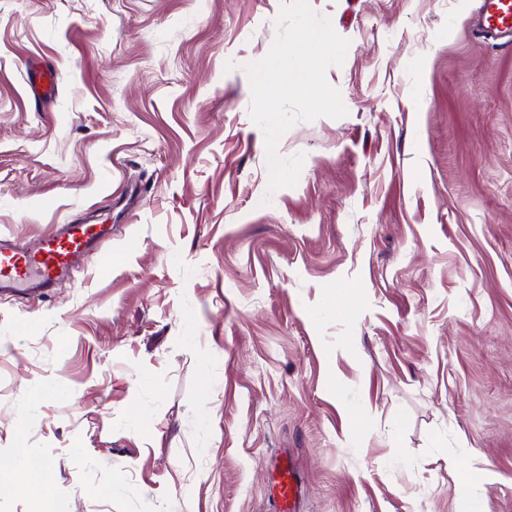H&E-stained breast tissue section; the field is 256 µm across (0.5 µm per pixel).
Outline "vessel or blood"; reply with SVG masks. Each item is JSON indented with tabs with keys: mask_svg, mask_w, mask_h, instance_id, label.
Returning a JSON list of instances; mask_svg holds the SVG:
<instances>
[{
	"mask_svg": "<svg viewBox=\"0 0 512 512\" xmlns=\"http://www.w3.org/2000/svg\"><path fill=\"white\" fill-rule=\"evenodd\" d=\"M475 33L484 39L512 40V0H481ZM107 232L103 224H65L33 253L0 238V293L47 294ZM274 469L278 474L275 512H295L300 494L296 468L285 457L275 462Z\"/></svg>",
	"mask_w": 512,
	"mask_h": 512,
	"instance_id": "1",
	"label": "vessel or blood"
}]
</instances>
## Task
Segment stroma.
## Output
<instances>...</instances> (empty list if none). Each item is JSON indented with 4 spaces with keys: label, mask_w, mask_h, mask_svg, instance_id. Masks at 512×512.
I'll return each instance as SVG.
<instances>
[{
    "label": "stroma",
    "mask_w": 512,
    "mask_h": 512,
    "mask_svg": "<svg viewBox=\"0 0 512 512\" xmlns=\"http://www.w3.org/2000/svg\"><path fill=\"white\" fill-rule=\"evenodd\" d=\"M281 3L0 0V235L112 228L0 295V462L64 512H271L282 448L302 512H512V50L480 0H309L347 114L272 192ZM19 458L8 466L0 467V489L14 494L24 492L36 493L43 499L42 512H55L51 491L45 479H38L29 469L30 456L26 449L21 448Z\"/></svg>",
    "instance_id": "35a3bbf8"
}]
</instances>
